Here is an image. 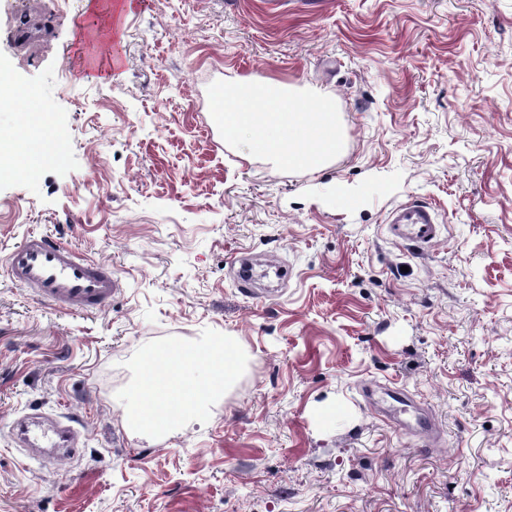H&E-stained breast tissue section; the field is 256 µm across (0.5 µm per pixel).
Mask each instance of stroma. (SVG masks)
Masks as SVG:
<instances>
[{"label": "stroma", "instance_id": "35a3bbf8", "mask_svg": "<svg viewBox=\"0 0 512 512\" xmlns=\"http://www.w3.org/2000/svg\"><path fill=\"white\" fill-rule=\"evenodd\" d=\"M0 0V72L50 114L44 161L0 170V512H512V0H151L112 14L119 66L77 39L86 0H43L37 54ZM260 74L328 92L342 150L316 173L245 160L212 97ZM442 220L420 250L397 205ZM31 231L111 265L65 313L9 276ZM249 252L288 268L252 297ZM236 337L245 364L174 430L126 426L150 351ZM397 387L432 440L363 387ZM71 427L38 460L13 427ZM441 227L437 210L423 201H409L395 207L386 222V230L391 240L418 249L436 243ZM237 263L239 264V269H236ZM252 266L253 263L251 259L246 255L235 257L230 264V269L233 272L234 283L238 288H241V290L246 293H251L253 291Z\"/></svg>", "mask_w": 512, "mask_h": 512}]
</instances>
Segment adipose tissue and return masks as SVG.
Instances as JSON below:
<instances>
[{"label": "adipose tissue", "mask_w": 512, "mask_h": 512, "mask_svg": "<svg viewBox=\"0 0 512 512\" xmlns=\"http://www.w3.org/2000/svg\"><path fill=\"white\" fill-rule=\"evenodd\" d=\"M219 116L225 140L245 142L250 153L278 166L295 165L315 172L341 151L332 101L316 88L303 97L270 78L245 77L225 83ZM198 365L207 371L202 383L185 376L186 367ZM240 369L241 353L231 336L161 356L147 355L138 388L140 406L125 422L150 431L174 426L196 397L220 395Z\"/></svg>", "instance_id": "obj_1"}]
</instances>
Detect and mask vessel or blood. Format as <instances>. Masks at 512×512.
<instances>
[{
  "label": "vessel or blood",
  "mask_w": 512,
  "mask_h": 512,
  "mask_svg": "<svg viewBox=\"0 0 512 512\" xmlns=\"http://www.w3.org/2000/svg\"><path fill=\"white\" fill-rule=\"evenodd\" d=\"M441 227L437 210L423 201L395 207L386 222L391 240L418 249L436 243ZM6 263L17 282L62 311H98L120 289L119 278L110 266L39 233H29L8 253ZM36 439L52 448L62 447L65 456L77 453L69 428H44Z\"/></svg>",
  "instance_id": "obj_1"
}]
</instances>
